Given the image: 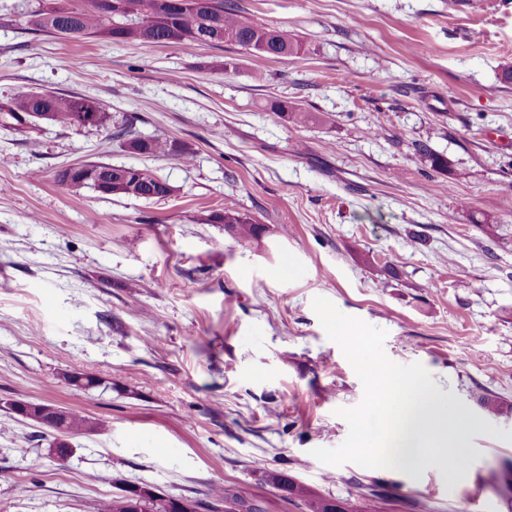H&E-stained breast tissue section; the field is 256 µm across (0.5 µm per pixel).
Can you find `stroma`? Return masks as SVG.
Listing matches in <instances>:
<instances>
[{"label":"stroma","mask_w":512,"mask_h":512,"mask_svg":"<svg viewBox=\"0 0 512 512\" xmlns=\"http://www.w3.org/2000/svg\"><path fill=\"white\" fill-rule=\"evenodd\" d=\"M36 2L0 0V99L78 93L111 121L0 129V512H98L129 482L302 512L269 472L357 512H512V0H237L302 41V59L34 34ZM288 98L315 121L269 111ZM125 123L190 161L127 151ZM86 161L150 168L173 192L58 182ZM227 207L268 233L240 247L207 221ZM317 296L386 330V355L422 363L448 414L476 421L459 442L466 474L312 456L345 441L335 411L363 397ZM65 371L106 386L77 389ZM9 399L106 427L68 460L41 457V427Z\"/></svg>","instance_id":"1"}]
</instances>
